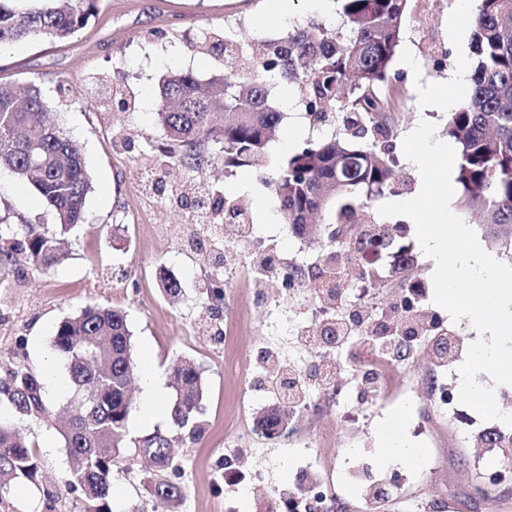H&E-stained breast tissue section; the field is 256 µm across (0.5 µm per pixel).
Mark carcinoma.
Listing matches in <instances>:
<instances>
[{
    "label": "carcinoma",
    "mask_w": 512,
    "mask_h": 512,
    "mask_svg": "<svg viewBox=\"0 0 512 512\" xmlns=\"http://www.w3.org/2000/svg\"><path fill=\"white\" fill-rule=\"evenodd\" d=\"M0 0V45L22 39L74 37L98 11L99 0ZM339 24L311 22L284 36L261 40L254 55L234 31L211 30L189 45L197 54L222 61V69L201 80L193 72H169L161 80L157 119L167 145L160 165L199 171L217 159L227 168L246 167L263 175L280 202L284 220L297 235H328L322 264L346 269L358 264L359 250L373 240L389 246L397 231L390 224L364 225L359 214L382 197L394 176L391 112L398 104L389 71L403 35L409 0H333ZM472 59L469 91L448 113V136L457 146L455 165L463 207L483 224L487 236L512 249V0H478L467 28ZM292 85L315 125H337L327 140L296 148L273 174L264 173L267 144L284 118L271 95L274 83ZM53 105L34 82L0 87V170L31 185L67 233L84 222L91 190L80 145L45 120ZM205 207L236 223L244 209L197 187L188 213ZM332 212L329 231L309 218ZM23 238L0 243V274L13 267L51 265L57 239L36 224L22 225ZM212 314L221 311L220 281L206 289ZM132 334L118 308L89 305L61 321L53 348L64 364L75 397L69 416L55 425L69 468L61 483L45 489L43 508L55 512L62 493H75L79 512H112V478L118 459L145 454L154 470L141 483L154 507L181 502L185 486L176 471L170 441L153 433L130 442L128 382L137 369ZM176 397L170 414L180 428L202 432L201 374L174 367ZM0 405L20 421L45 423L52 404L40 377L23 366L0 377ZM294 416L288 403L268 411L263 433L282 429L280 413ZM37 449L19 441L10 423L0 422V512L4 493L19 480L38 478Z\"/></svg>",
    "instance_id": "cac0c4a2"
}]
</instances>
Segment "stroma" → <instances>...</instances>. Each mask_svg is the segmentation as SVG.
<instances>
[{"mask_svg":"<svg viewBox=\"0 0 512 512\" xmlns=\"http://www.w3.org/2000/svg\"><path fill=\"white\" fill-rule=\"evenodd\" d=\"M270 6V0H100L96 18L70 40L41 38L0 46V85L32 81L41 87L54 103L55 119L81 145L92 181L84 224L63 234L32 187L0 171V234L12 238L19 225L38 224L60 234L65 253L50 268L21 265L0 278V376L20 364L43 373L55 357L52 339L63 319L90 304L117 306L127 314L138 361L131 383L128 436L159 432L172 439L186 496L171 512H225L224 483L217 470L224 458V423L229 419L250 436L243 471L265 473L261 482L239 491L236 512H258L273 488L305 487L304 469L341 475L358 457L401 477L399 490L383 502L380 512H512V489L499 488L492 497L484 493L495 470L494 455L477 444L476 436L491 428V421L457 402L447 421L434 426L427 400L396 398L370 409L347 398L345 391L356 382L358 370L350 364L346 347L336 351L338 387L330 395L313 394L311 408L301 420L302 444L287 447L282 438L262 434L257 422L275 403L260 388L265 350L277 348L305 359L314 354L295 337L283 335L274 304H289L301 318L316 306L290 293L274 277L236 273L244 253L238 240L227 239L222 244L227 267L223 312L235 320L236 336L229 346L215 339L224 323L211 319L198 300L200 290L213 281L211 255L189 244L193 227L187 224L185 211L173 201L146 197L138 183V171L156 168L165 140L156 116L161 78L171 70H190L205 79L218 68L217 60L189 49L203 31L228 26L248 43L286 34L287 26L268 24ZM457 12L458 0H413L405 17V36L389 73L400 97L393 138L399 157L393 190L398 196H414L421 189L418 170L402 157L410 129L424 119L435 124L436 139L446 137L448 113L428 101V91L449 90L452 72L471 61L467 40L455 34ZM408 57L413 60L409 67L404 64ZM116 89L134 101V111H113L111 95ZM452 93L459 100L466 91ZM128 136L134 145L126 149L121 141ZM168 180L177 186L201 181L227 200H241L257 225L254 252L273 248L289 263L317 270L323 241L293 234L277 197L252 172L219 161L194 173L173 169ZM263 206L273 215V223H260ZM394 221L400 229L392 244L360 257L363 266L390 270V282L368 290L357 308L383 307L405 296L402 276L393 267L398 250L406 249L417 263L424 289L420 309L434 315L462 346H470L479 333L469 319L453 320L433 301V263L419 247L413 220L398 215ZM164 274L181 282V300L164 294ZM181 359L200 371L204 385L206 429L195 440L173 422L167 408L157 419L142 411L145 373L154 374L167 405L176 395L172 366ZM327 418L334 419L335 429L325 436L321 425ZM392 421L400 435L419 448V459L385 457L382 430ZM16 427L26 443L39 449L42 480L37 485L17 481L5 499L9 512H42V488L57 482L68 467L62 440L47 423L20 421ZM146 467L140 457L121 460L113 478V512H152L140 483Z\"/></svg>","mask_w":512,"mask_h":512,"instance_id":"35a3bbf8","label":"stroma"}]
</instances>
